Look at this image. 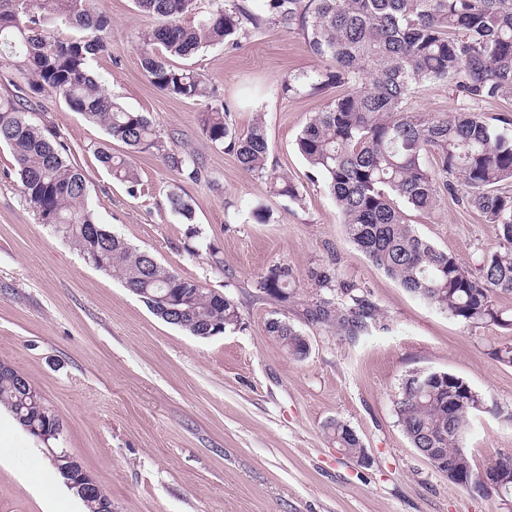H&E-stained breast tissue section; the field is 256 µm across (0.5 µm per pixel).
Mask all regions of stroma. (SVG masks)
<instances>
[{
    "label": "stroma",
    "instance_id": "35a3bbf8",
    "mask_svg": "<svg viewBox=\"0 0 512 512\" xmlns=\"http://www.w3.org/2000/svg\"><path fill=\"white\" fill-rule=\"evenodd\" d=\"M112 20L108 50L91 62L101 85L127 109L146 113L168 146L197 161L198 182L159 158L134 156L137 193L112 179L94 146L129 153L57 95H30L0 79V93L31 96L34 121L70 146L84 171L98 223L168 269L224 294L241 325L206 339L153 315L119 275L97 270L41 224L0 146V361L40 390L62 419V447L112 499V512H501L496 493L461 490L411 447L393 401L412 371L449 372L512 407V366L490 356L512 340L496 325L470 328L405 291L348 238L328 187L309 171L296 140L331 93L284 96L285 78L325 70L298 29L267 26L189 60L214 88L238 131L262 120L269 161L297 183L301 202L274 194L235 156L202 136V101L178 99L143 75L138 36L156 17L134 0H92ZM462 100L447 82L416 91L411 111L448 112ZM189 199L192 223L173 213L170 191ZM263 208L264 221L253 212ZM415 231L440 250L477 264L496 248L493 228L445 197L432 213L410 212ZM201 234L188 238L189 226ZM198 257H191L189 249ZM217 249L214 265L208 252ZM287 264L298 281L288 303L256 282ZM327 266L359 284L378 314L358 336L313 321L311 269ZM282 318L304 335L295 360L267 333ZM337 419L360 438L365 460L341 452L325 426ZM465 446L476 464L512 456V421L475 417ZM41 445L0 410V512H52L59 479Z\"/></svg>",
    "mask_w": 512,
    "mask_h": 512
}]
</instances>
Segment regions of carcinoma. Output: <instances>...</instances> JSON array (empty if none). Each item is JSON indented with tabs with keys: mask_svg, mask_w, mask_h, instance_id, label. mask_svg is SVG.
<instances>
[{
	"mask_svg": "<svg viewBox=\"0 0 512 512\" xmlns=\"http://www.w3.org/2000/svg\"><path fill=\"white\" fill-rule=\"evenodd\" d=\"M135 2L159 19L138 36L144 76L169 95L208 100L199 119L207 140L227 148L244 170L294 203L301 200L298 185L268 166L263 123L237 133L204 76L180 60L217 44L232 47L236 34L266 24L301 30L311 53L331 62L312 88H334L336 95L309 119L297 147L309 169L325 180L351 241L408 293L449 317L475 329L491 324L512 329V308L496 303V296L512 294V120L494 123L466 108L411 112L407 107L415 90L434 81H451L469 103L512 99V0H264L263 14L231 0L204 15L198 0ZM23 4L26 13L21 14L16 0H0L1 71L23 75L34 94L58 95L132 152L160 158L185 180L202 179L201 167L170 151L147 115L123 107L95 77L90 63L107 51L106 15L95 12L90 0ZM59 25L76 34L58 35ZM0 144L9 148L23 194L40 223L97 269L118 273L131 292L146 299L145 306L151 296L168 298L154 315L199 338L240 324L230 299L168 269L96 222L87 178L70 160L71 149L32 120L21 96L0 95ZM93 153L113 179L137 190L141 176L130 157L101 146ZM447 194L477 211L496 234L497 249L475 268L436 248L408 222L407 210L432 212ZM167 199L172 211L192 220L188 199L177 192ZM309 277L320 291L313 320L355 337L377 316L362 289L336 282L330 268H314ZM295 283L292 267L275 264L257 288L286 302ZM267 331L291 358L306 357L307 338L287 321L273 318ZM479 403L487 404L486 397L454 374L438 372L425 385L411 373L394 410L411 447L440 448L454 459L472 405ZM0 407L38 428L48 414L29 380L13 371L0 376ZM326 433L345 454L362 458L363 445L349 426L332 420ZM507 465L512 467V456L480 467L468 456L465 480L455 486L464 489L481 472Z\"/></svg>",
	"mask_w": 512,
	"mask_h": 512,
	"instance_id": "obj_1",
	"label": "carcinoma"
}]
</instances>
